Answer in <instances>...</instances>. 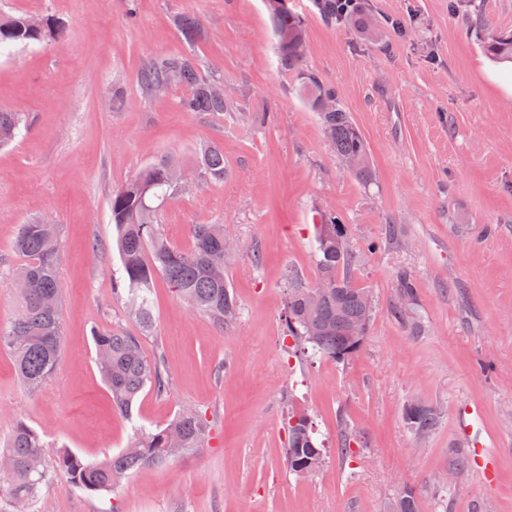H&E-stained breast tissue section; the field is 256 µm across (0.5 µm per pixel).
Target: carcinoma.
<instances>
[{"instance_id":"cac0c4a2","label":"carcinoma","mask_w":512,"mask_h":512,"mask_svg":"<svg viewBox=\"0 0 512 512\" xmlns=\"http://www.w3.org/2000/svg\"><path fill=\"white\" fill-rule=\"evenodd\" d=\"M315 6L331 23L355 20L350 14H336V0H315ZM270 10L281 66L300 76L301 90L318 112L334 155L354 177L371 181L374 171L365 142L341 105L336 89L306 69L301 20L290 12L287 0H273ZM39 19L34 24L32 15L27 13H0V51L45 43L64 34L65 27L59 19L52 15H41ZM175 25L187 44H195L197 17L180 14ZM484 50L496 60H512V37H495L484 45ZM200 67L197 55L191 53L149 60L138 73L142 94L152 98L180 88L184 94L179 105L184 112L228 111L231 97L224 91V80L203 79ZM24 123L23 113L0 108V147L12 143ZM195 164L197 177L203 183L224 182V150L218 143L202 145L196 152ZM181 179V171L172 165V159L162 158L143 166L114 190L109 200L121 262L119 275L112 280L113 293L124 300L141 335L103 329L93 332V341L112 405L128 416L145 388L164 396L172 386L163 346H157L151 357L142 349V337L154 329L151 293L157 276L170 284L192 312L219 327L233 325L239 314L224 277V263L214 262V256L227 247L224 225H192V245L188 249L171 244L162 233L160 213ZM315 231L319 282L315 288L298 280L288 284L286 336L295 351L307 358L341 361L362 346L370 329L372 306L366 289L353 281L349 251L337 247V240L346 238V234L336 217L319 215ZM14 250L26 261L14 272L19 308L8 328L0 331V347L13 356L24 388L37 393L52 380L63 354L57 225L49 221L21 225ZM408 419L422 433L432 430L437 422L432 410L419 406L411 408ZM213 429V422L205 414L184 409L164 426H134L122 452L89 462L67 448L48 455L44 435L19 422L0 448V461L6 459L12 466L9 476H0L6 498L0 512H40L42 490L58 475L90 496L115 494L133 473L208 447ZM323 451L324 444L315 437L307 418H288L285 455L289 471L296 475L311 473L321 463Z\"/></svg>"}]
</instances>
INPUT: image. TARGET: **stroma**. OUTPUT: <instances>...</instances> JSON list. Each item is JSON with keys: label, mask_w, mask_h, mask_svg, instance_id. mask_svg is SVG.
I'll use <instances>...</instances> for the list:
<instances>
[{"label": "stroma", "mask_w": 512, "mask_h": 512, "mask_svg": "<svg viewBox=\"0 0 512 512\" xmlns=\"http://www.w3.org/2000/svg\"><path fill=\"white\" fill-rule=\"evenodd\" d=\"M306 64L335 87L375 171L364 183L331 152L295 73L280 67L267 0H0L61 17V38L0 53V107L29 127L0 149V328L16 315L12 271L21 225L48 218L61 234L65 352L54 378L28 393L0 350V441L17 422L55 449L96 460L132 435L95 362L91 331L139 328L112 292L120 264L108 202L145 164L183 159L187 188L168 200V240L220 224L237 246L225 276L239 306L229 329L191 312L165 279L152 291L156 336L172 388L145 389L134 412L164 425L185 407L215 419L204 452L132 476L117 496L88 497L62 478L42 512H390L412 490L419 512H512V89L484 41L512 33V0H361L352 25L297 0ZM194 14L187 45L175 15ZM195 52L222 75L227 112H185L180 90L145 99L141 61ZM124 99L113 105L112 88ZM269 110V122H254ZM224 150V182L197 185L195 151ZM336 216L351 271L373 307L347 359L309 361L284 340L288 283L317 279L313 216ZM417 295L404 317L400 272ZM437 415L418 434L407 413ZM481 408L472 416L471 408ZM306 415L326 448L300 477L285 459L287 418ZM491 444L493 480L468 458Z\"/></svg>", "instance_id": "1"}]
</instances>
